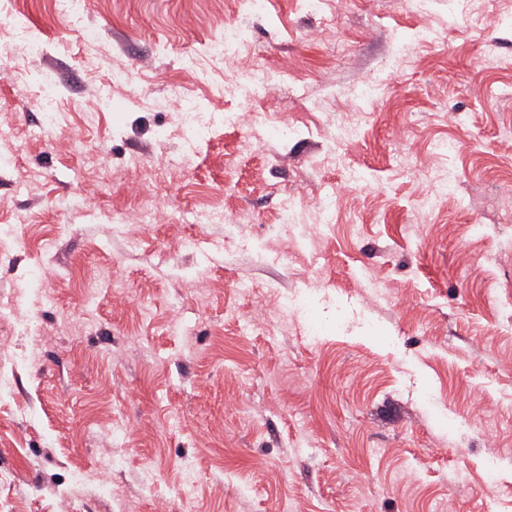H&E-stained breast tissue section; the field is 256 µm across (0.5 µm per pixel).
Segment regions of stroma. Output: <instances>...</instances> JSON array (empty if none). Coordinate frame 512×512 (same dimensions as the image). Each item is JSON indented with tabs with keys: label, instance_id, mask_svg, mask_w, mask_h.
I'll return each instance as SVG.
<instances>
[{
	"label": "stroma",
	"instance_id": "35a3bbf8",
	"mask_svg": "<svg viewBox=\"0 0 512 512\" xmlns=\"http://www.w3.org/2000/svg\"><path fill=\"white\" fill-rule=\"evenodd\" d=\"M475 11L267 0L238 59L190 71L238 0H0V512H487L490 469L512 512V0ZM368 84L332 142L324 106ZM173 89L203 141L152 107ZM109 455L107 497L81 475ZM11 45L15 55L33 56L44 52V44L32 37L25 25H16L10 32ZM172 105H177L183 114L184 134L189 141L197 143L211 132L212 123L207 115L192 99L182 96L176 90L170 97L155 102L156 108L162 110H168ZM327 124L336 130V137L344 142H351L357 139L361 129V121L354 119L343 121L336 113V121L332 113H327Z\"/></svg>",
	"mask_w": 512,
	"mask_h": 512
}]
</instances>
